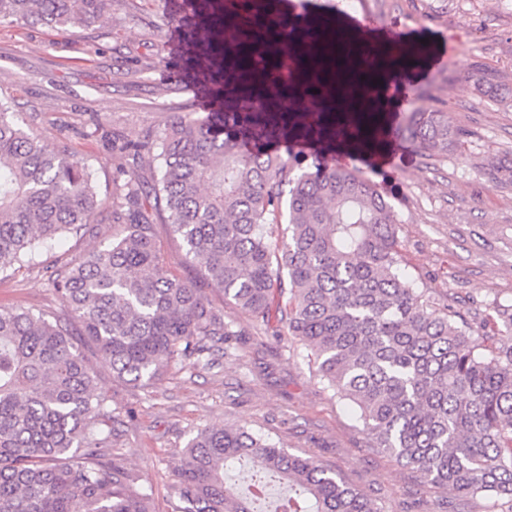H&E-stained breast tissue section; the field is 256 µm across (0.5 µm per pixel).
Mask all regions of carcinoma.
Here are the masks:
<instances>
[{"instance_id":"obj_1","label":"carcinoma","mask_w":512,"mask_h":512,"mask_svg":"<svg viewBox=\"0 0 512 512\" xmlns=\"http://www.w3.org/2000/svg\"><path fill=\"white\" fill-rule=\"evenodd\" d=\"M269 25L235 26L238 49L224 69L255 53H278L279 40L307 29L274 14ZM112 14V0H0V21L23 19L83 29ZM296 75L278 66L235 82L226 112L179 114L138 143L108 137L126 159L152 154L160 177L127 180L112 201L99 196L92 169L26 132L0 104V271L23 267L59 237L112 225V243L64 269L45 266L70 311L49 321L0 309V512H151V490L117 453L107 457L112 399L79 342L95 346L112 376L147 387L167 367H209L233 325L204 286L266 325L271 312L317 362L321 379L359 411L373 446L462 500L476 497L512 512V343L474 336L456 305L437 308L399 275L397 216L355 170L316 159L297 169L264 148L239 150L235 128L257 140L285 127L316 148L336 147V123L376 128L374 112L340 111L369 97L351 62L337 60L333 19ZM478 94L512 106V87L490 72L471 75ZM324 96L314 124L281 112L280 98ZM401 138L422 155L457 150L465 131L448 113L419 107L399 115ZM512 186V165L492 170ZM169 224L200 268L178 276L157 242ZM287 224L272 241L267 226ZM488 320L512 331V304ZM174 512H381L314 457H301L234 427H202L174 455Z\"/></svg>"}]
</instances>
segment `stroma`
<instances>
[{
    "label": "stroma",
    "mask_w": 512,
    "mask_h": 512,
    "mask_svg": "<svg viewBox=\"0 0 512 512\" xmlns=\"http://www.w3.org/2000/svg\"><path fill=\"white\" fill-rule=\"evenodd\" d=\"M330 12H369L409 42L433 51L453 44L448 66L411 75L415 106L441 108L467 133L461 150L428 157L403 149L394 165H366L396 212L400 272L431 302L455 297L475 335L487 304L512 303V189L496 187L492 159L512 158V110L480 97L467 73L488 68L512 85V0H329ZM173 0H134L86 29L8 19L0 22V102L48 144L85 158L101 191H112L120 158L106 139L137 142L177 113L196 111L185 84L170 81L179 65L170 49ZM112 240V227L67 236L48 260L66 264ZM210 304L234 325L227 352L209 369H171L148 388L116 380L97 354L88 359L96 390L120 414L113 445L151 487L152 512H173V455L197 428L242 427L288 452L311 455L368 495L382 512H455V496L421 481L393 456L373 448L351 403L317 377L290 336L274 340L223 291ZM0 308L64 316L67 306L41 266L0 273Z\"/></svg>",
    "instance_id": "1"
}]
</instances>
